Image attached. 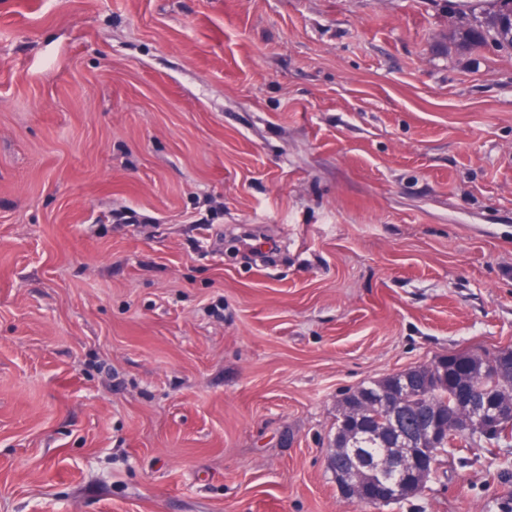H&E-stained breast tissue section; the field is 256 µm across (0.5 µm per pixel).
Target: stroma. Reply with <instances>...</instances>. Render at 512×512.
Segmentation results:
<instances>
[{
    "instance_id": "35a3bbf8",
    "label": "stroma",
    "mask_w": 512,
    "mask_h": 512,
    "mask_svg": "<svg viewBox=\"0 0 512 512\" xmlns=\"http://www.w3.org/2000/svg\"><path fill=\"white\" fill-rule=\"evenodd\" d=\"M461 0H0V512H372L337 404L512 347V54ZM512 443L392 512H495ZM465 1L467 4L463 6L469 10L465 14L471 15L475 23L456 31L454 42L466 49L492 47L511 54L512 38L509 40L501 34L498 23L502 16L512 15V0H493V8L489 12L483 9L484 0Z\"/></svg>"
}]
</instances>
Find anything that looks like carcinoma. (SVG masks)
Listing matches in <instances>:
<instances>
[{
    "mask_svg": "<svg viewBox=\"0 0 512 512\" xmlns=\"http://www.w3.org/2000/svg\"><path fill=\"white\" fill-rule=\"evenodd\" d=\"M483 0H466L465 7L474 22L456 31L454 42L467 49L492 47L499 51L512 53V39L503 36L499 30L502 16L512 14V0H493V8L483 9ZM512 348H498L481 352H458L440 356L430 363L408 368L400 375H390L380 380L361 384L347 393L339 406L357 405L363 408V416L373 427L371 433L356 431L355 423L336 418V436L334 442L342 448H357L364 459L372 462L382 457L387 448L381 437L389 434L391 418L381 405L372 401L379 391L389 394L400 391L411 382L416 388L430 393L431 401L439 406L445 415V423H450L458 410L457 387L463 380L469 382L475 392L497 391L512 393V379L494 380L490 371L491 364L509 365ZM485 445L482 431L476 429L468 437L452 435L441 442L436 449L435 458L448 453L450 448H481Z\"/></svg>",
    "mask_w": 512,
    "mask_h": 512,
    "instance_id": "1",
    "label": "carcinoma"
}]
</instances>
